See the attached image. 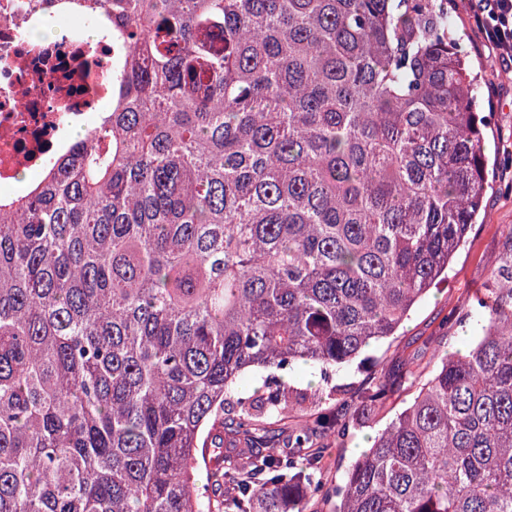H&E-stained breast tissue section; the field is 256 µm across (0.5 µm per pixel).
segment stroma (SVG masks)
<instances>
[{"mask_svg": "<svg viewBox=\"0 0 512 512\" xmlns=\"http://www.w3.org/2000/svg\"><path fill=\"white\" fill-rule=\"evenodd\" d=\"M469 0H455L454 17L464 45L483 77L482 93L493 119L487 131L489 180L492 184L483 201V216L473 225L466 245L457 253L446 283L432 292L418 306L397 336L380 345L374 357L396 374L407 362L419 366L421 379H428L432 368V352L441 348L456 352L466 348L480 331L476 317L469 311L472 299L487 286L491 272L506 257L504 225H512V68L500 66L494 52L480 40L469 16ZM457 319L447 322L448 331L441 335L440 345L430 344L439 335L440 322L448 312ZM393 407L379 411L372 424L353 429L341 437L327 441L324 459L329 480L338 479L361 451L368 448L377 429L393 416Z\"/></svg>", "mask_w": 512, "mask_h": 512, "instance_id": "obj_1", "label": "stroma"}]
</instances>
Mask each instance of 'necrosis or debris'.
Segmentation results:
<instances>
[{"instance_id": "4bbe7bcc", "label": "necrosis or debris", "mask_w": 512, "mask_h": 512, "mask_svg": "<svg viewBox=\"0 0 512 512\" xmlns=\"http://www.w3.org/2000/svg\"><path fill=\"white\" fill-rule=\"evenodd\" d=\"M17 2L0 0V191L19 172L42 170L72 126L90 123L111 97L109 40H33Z\"/></svg>"}]
</instances>
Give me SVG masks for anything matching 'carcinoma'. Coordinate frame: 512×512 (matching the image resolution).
<instances>
[{
  "label": "carcinoma",
  "mask_w": 512,
  "mask_h": 512,
  "mask_svg": "<svg viewBox=\"0 0 512 512\" xmlns=\"http://www.w3.org/2000/svg\"><path fill=\"white\" fill-rule=\"evenodd\" d=\"M105 22L112 106L0 197V512H512V226L481 334L331 484L288 429L448 280L482 209L489 113L454 0H25ZM264 374L258 396L238 390ZM235 400L238 412L224 418ZM315 412L314 408L293 406L288 409V414L285 418L269 420L267 427L274 434L281 437L288 432V427H294L311 420L313 417L311 415Z\"/></svg>",
  "instance_id": "1"
}]
</instances>
